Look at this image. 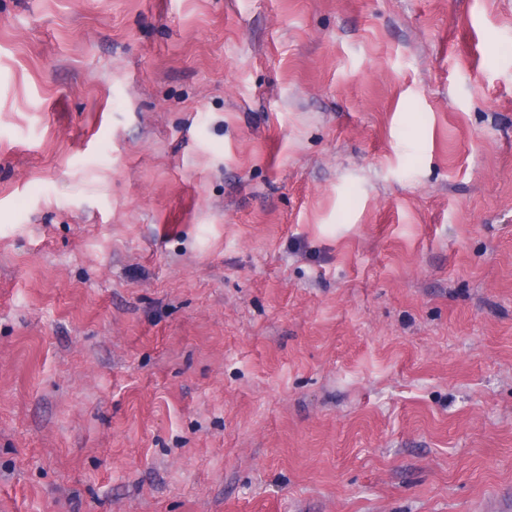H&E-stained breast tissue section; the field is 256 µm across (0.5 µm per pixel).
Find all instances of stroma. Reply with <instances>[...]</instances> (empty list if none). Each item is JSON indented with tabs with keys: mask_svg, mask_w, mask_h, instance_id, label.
<instances>
[{
	"mask_svg": "<svg viewBox=\"0 0 512 512\" xmlns=\"http://www.w3.org/2000/svg\"><path fill=\"white\" fill-rule=\"evenodd\" d=\"M512 512V0H0V512Z\"/></svg>",
	"mask_w": 512,
	"mask_h": 512,
	"instance_id": "obj_1",
	"label": "stroma"
}]
</instances>
